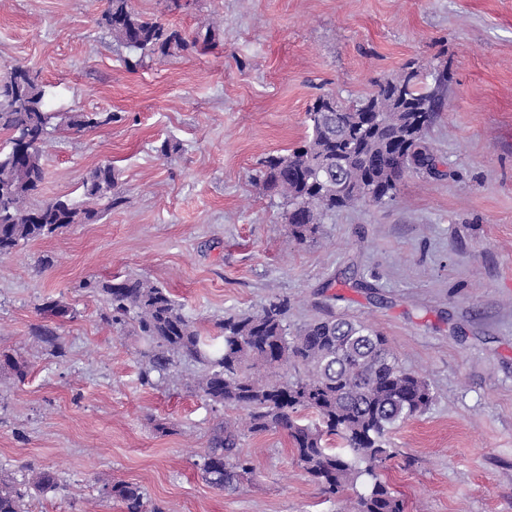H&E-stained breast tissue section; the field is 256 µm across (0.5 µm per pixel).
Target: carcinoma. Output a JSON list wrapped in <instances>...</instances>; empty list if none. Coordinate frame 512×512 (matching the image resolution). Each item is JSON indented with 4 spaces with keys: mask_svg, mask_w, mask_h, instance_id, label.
Segmentation results:
<instances>
[{
    "mask_svg": "<svg viewBox=\"0 0 512 512\" xmlns=\"http://www.w3.org/2000/svg\"><path fill=\"white\" fill-rule=\"evenodd\" d=\"M102 27L114 42L139 58L168 54L171 47L196 46L198 36L184 37L160 21L135 12L130 0H108ZM417 81L388 80L371 95L344 105L323 95L307 109L309 134L298 147L272 155L261 171L265 190L283 200L288 234L300 243L313 238L325 216L344 208L353 195L383 205L395 197L402 170L400 151L413 166L431 170L435 158L426 133L442 105L448 77L432 74ZM112 122V114L51 112L45 87L24 65L14 66L0 84V130L10 133V148L0 150V258L30 241L70 224L98 220L97 202L117 209L124 198L112 192V164L95 167L82 183L84 200L61 197L33 202L46 178L44 145L58 125L81 131ZM83 287L102 295L115 324L132 318L133 332L148 344L141 381L163 380L182 359L200 364L193 388L226 410L243 413L212 429L198 463L214 488L235 491L253 473L240 448L245 433L283 432L303 470L330 496L356 486L367 476L364 492L348 512H405V503L383 477L393 452L387 435L429 407L428 383L404 370L387 347L385 336L366 323L330 316L288 333V300L275 298L244 314L216 322L222 342L207 338L182 313L169 291L147 279L115 275L88 279ZM292 371L284 380L278 371ZM317 421L304 424L301 413ZM336 439L340 448L328 447ZM57 484L49 471L17 483L0 475V512H26L32 492ZM106 498L124 512H159L148 508L146 493L133 483L117 481Z\"/></svg>",
    "mask_w": 512,
    "mask_h": 512,
    "instance_id": "obj_1",
    "label": "carcinoma"
}]
</instances>
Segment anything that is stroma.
<instances>
[{"instance_id": "1", "label": "stroma", "mask_w": 512, "mask_h": 512, "mask_svg": "<svg viewBox=\"0 0 512 512\" xmlns=\"http://www.w3.org/2000/svg\"><path fill=\"white\" fill-rule=\"evenodd\" d=\"M132 6L210 34L142 60L100 25L106 0H0V76L24 64L52 108L113 115L53 131L36 201H82L108 161L125 199L0 259V473L58 479L29 512H121L102 496L120 480L163 512H340L281 432L243 438L254 472L236 491L205 481L198 462L224 409L190 388V360L141 384L145 344L83 287L116 274L167 288L206 336L276 297L292 329L331 312L371 325L433 395L389 435L385 477L406 512H512V0ZM435 67L448 72L428 134L437 173L407 168L395 200L337 211L315 240L289 237L256 176L304 138L308 106ZM50 299L71 317L40 315Z\"/></svg>"}]
</instances>
